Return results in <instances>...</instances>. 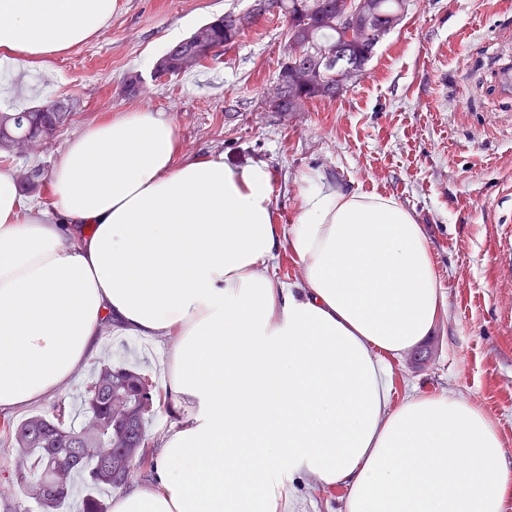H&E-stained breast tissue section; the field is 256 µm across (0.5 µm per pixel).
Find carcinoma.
<instances>
[{"instance_id": "1", "label": "carcinoma", "mask_w": 512, "mask_h": 512, "mask_svg": "<svg viewBox=\"0 0 512 512\" xmlns=\"http://www.w3.org/2000/svg\"><path fill=\"white\" fill-rule=\"evenodd\" d=\"M261 7L228 11L197 28L157 60L153 77L178 76L202 65L211 53L236 41L264 13L275 10L287 22L288 52L280 62V94L265 99L281 116L299 112L314 100L343 94L347 82L362 75L380 40L399 25L406 0H363L359 31L350 44L336 29V16L354 0H257ZM75 108L55 101L19 112H0V153L26 154L52 140ZM161 398L156 386L112 357L99 361L96 380L82 406L81 420H65V398L51 411L20 423L12 431L21 492L40 512H59L76 478L84 487L82 512H106L100 490L124 486L148 448L145 415Z\"/></svg>"}]
</instances>
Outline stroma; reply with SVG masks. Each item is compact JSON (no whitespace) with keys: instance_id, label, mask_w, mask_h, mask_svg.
I'll list each match as a JSON object with an SVG mask.
<instances>
[{"instance_id":"obj_1","label":"stroma","mask_w":512,"mask_h":512,"mask_svg":"<svg viewBox=\"0 0 512 512\" xmlns=\"http://www.w3.org/2000/svg\"><path fill=\"white\" fill-rule=\"evenodd\" d=\"M254 0H121L98 38L51 62L55 77L27 71L29 93L0 100L16 112L57 100L74 110L37 152L0 160L48 174L64 143L103 115L150 107L173 118L182 150L272 170L275 219L292 224L302 178L326 188L393 197L428 237L446 292V314L424 342L426 365L395 363V397L406 382L481 406L512 455V97L496 86L512 58V0H407L404 19L377 45L358 79L335 99L316 100L293 119L268 111L263 91L279 68L287 25L275 12L206 65L151 80L167 50L164 33L183 36ZM146 90L124 96V77ZM104 353L160 382L163 353L140 336H108Z\"/></svg>"}]
</instances>
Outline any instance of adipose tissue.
I'll return each mask as SVG.
<instances>
[{"label":"adipose tissue","instance_id":"obj_1","mask_svg":"<svg viewBox=\"0 0 512 512\" xmlns=\"http://www.w3.org/2000/svg\"><path fill=\"white\" fill-rule=\"evenodd\" d=\"M118 8L0 0V56L46 67ZM303 183L276 223L268 164L182 152L148 107L66 141L43 216L0 170V413L63 393L106 334L160 339L178 421L112 512H289L306 479L343 488L342 512H512L477 404L393 398V361L445 312L422 226L393 197ZM284 239L300 281L272 276Z\"/></svg>","mask_w":512,"mask_h":512}]
</instances>
